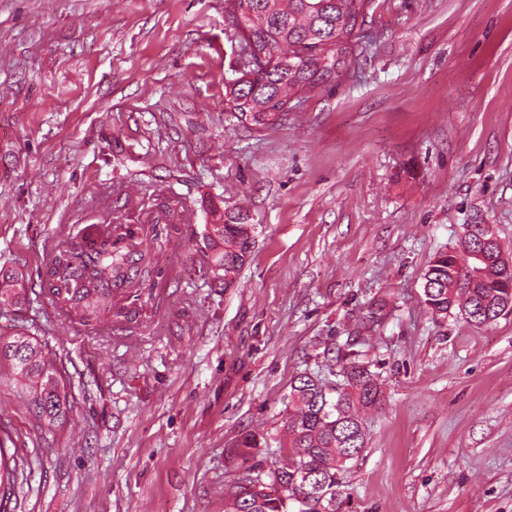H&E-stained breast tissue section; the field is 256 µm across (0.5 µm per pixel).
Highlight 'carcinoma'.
Listing matches in <instances>:
<instances>
[{
	"label": "carcinoma",
	"instance_id": "obj_1",
	"mask_svg": "<svg viewBox=\"0 0 512 512\" xmlns=\"http://www.w3.org/2000/svg\"><path fill=\"white\" fill-rule=\"evenodd\" d=\"M368 0H224V11L249 12L239 31L243 46L252 45L267 55L276 54L275 65L254 70L245 84L229 88L227 111L253 126L266 127L281 119L286 102L347 75L355 55L358 33L364 23ZM252 224H207L205 241L211 252V271L235 284L251 255ZM143 238L128 235L120 245L109 238L63 243L51 260L43 284L55 305L89 324L105 317L133 323L138 309L113 307L114 288L149 282L143 264ZM477 244L437 252L425 271L423 302L437 318L458 311L466 321L489 325L512 301V270L488 264L478 284L467 288L464 269ZM23 275L0 268V304H16L25 297ZM39 423L62 424L69 399L54 360L29 334H0V368ZM344 383L331 385L304 371L291 384L285 426L291 459L288 464L263 473L251 465L239 475L235 490L224 500V512H341V479L346 464L364 447L365 434L358 410L376 407L381 390L369 365L345 360ZM14 455L0 444V497L11 495L16 467Z\"/></svg>",
	"mask_w": 512,
	"mask_h": 512
}]
</instances>
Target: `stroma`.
<instances>
[{
	"mask_svg": "<svg viewBox=\"0 0 512 512\" xmlns=\"http://www.w3.org/2000/svg\"><path fill=\"white\" fill-rule=\"evenodd\" d=\"M354 72L258 128L225 110L243 61L224 0H0V267L72 409L38 427L0 380L18 460L0 512H224L245 468L288 462L293 378L370 363L342 512H512V314L423 302L435 253L490 224L512 252V0H371ZM185 203L146 239L164 296L95 328L42 283L66 237ZM255 227L233 287L203 233ZM248 433L260 444L242 456ZM23 275L16 270L0 268V304H16L25 297Z\"/></svg>",
	"mask_w": 512,
	"mask_h": 512,
	"instance_id": "1",
	"label": "stroma"
}]
</instances>
